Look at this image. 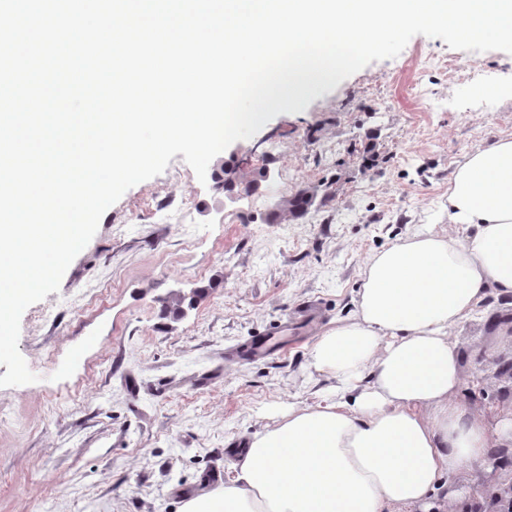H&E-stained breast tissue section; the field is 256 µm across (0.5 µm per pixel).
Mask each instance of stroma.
Returning <instances> with one entry per match:
<instances>
[{"label":"stroma","mask_w":512,"mask_h":512,"mask_svg":"<svg viewBox=\"0 0 512 512\" xmlns=\"http://www.w3.org/2000/svg\"><path fill=\"white\" fill-rule=\"evenodd\" d=\"M512 138V54L411 38L274 117L253 137L244 175L258 192L233 197L199 182L183 155L102 216L58 291L22 315L18 348L38 382L0 388V512H180L208 474H234L228 446L246 444L288 407L330 387L309 350L354 315L370 259L442 216L467 154ZM336 180L335 198L305 219L270 224L271 203ZM222 283L181 321L159 316L170 291L214 274ZM287 353L228 363L225 348L261 337L296 306ZM457 399L495 424L501 382L483 366L512 359V299L487 291L452 333Z\"/></svg>","instance_id":"35a3bbf8"}]
</instances>
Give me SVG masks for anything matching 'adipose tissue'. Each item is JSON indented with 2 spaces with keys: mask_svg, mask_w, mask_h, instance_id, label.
Listing matches in <instances>:
<instances>
[{
  "mask_svg": "<svg viewBox=\"0 0 512 512\" xmlns=\"http://www.w3.org/2000/svg\"><path fill=\"white\" fill-rule=\"evenodd\" d=\"M457 238L413 235L376 254L357 311L309 351L335 396L292 407L255 433L224 485L188 495L181 512H407L466 499L447 480L512 438L459 403L452 331L487 290L512 296V139L469 153L448 186Z\"/></svg>",
  "mask_w": 512,
  "mask_h": 512,
  "instance_id": "ef3b65f1",
  "label": "adipose tissue"
}]
</instances>
